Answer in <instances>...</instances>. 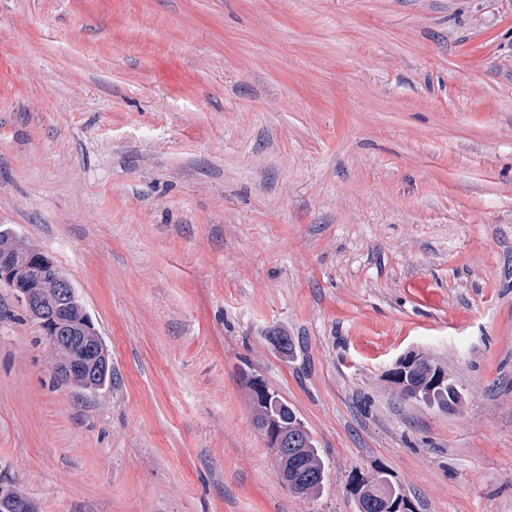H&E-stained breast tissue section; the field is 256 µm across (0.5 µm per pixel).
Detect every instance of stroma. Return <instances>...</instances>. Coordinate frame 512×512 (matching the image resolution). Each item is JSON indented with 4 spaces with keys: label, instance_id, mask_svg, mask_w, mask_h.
I'll return each mask as SVG.
<instances>
[{
    "label": "stroma",
    "instance_id": "1",
    "mask_svg": "<svg viewBox=\"0 0 512 512\" xmlns=\"http://www.w3.org/2000/svg\"><path fill=\"white\" fill-rule=\"evenodd\" d=\"M0 224L112 359L58 384L0 288V480L38 512H358L379 472L406 512H512V0H0ZM410 352L458 407L397 392ZM431 363L434 366H439L433 361ZM431 363L428 357L416 353H407L395 362L394 367L390 370V378L397 381L396 387L402 396L411 398V389L408 381L410 372H414L424 366L432 370L433 365ZM246 385L251 392V386L246 380ZM251 405L254 421L266 420L257 424L258 429L265 437L266 442L272 444V448H277L278 453L274 454L277 462V477L294 494L305 495V482L297 472L296 466L302 457V443L297 437L288 438V436H299L307 441V452L301 463L309 474L322 475V481H314L310 487V495H318L323 487L326 477L325 463L316 448L315 441L307 430L301 418L295 410L288 405V402L279 397L273 391V396L265 400L255 397L251 392ZM275 418L278 426L284 433L281 435L277 425L269 418Z\"/></svg>",
    "mask_w": 512,
    "mask_h": 512
}]
</instances>
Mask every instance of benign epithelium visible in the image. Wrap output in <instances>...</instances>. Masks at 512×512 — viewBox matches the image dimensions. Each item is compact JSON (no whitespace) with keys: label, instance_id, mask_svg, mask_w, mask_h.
Returning a JSON list of instances; mask_svg holds the SVG:
<instances>
[{"label":"benign epithelium","instance_id":"1","mask_svg":"<svg viewBox=\"0 0 512 512\" xmlns=\"http://www.w3.org/2000/svg\"><path fill=\"white\" fill-rule=\"evenodd\" d=\"M55 268L53 260L39 249L31 247L27 254L19 252L12 240H0V285L11 289L24 304L26 311L43 336L52 360V368L61 380L90 378L96 372L111 367L109 350L91 319H68L65 300L74 294L70 279L56 276V289H42L43 274ZM433 368L424 355L407 353L390 370V378L404 397H410L409 374L421 367ZM265 440L278 450L275 454L277 477L290 491L302 495L305 482L296 466L302 457V443L298 438L281 434L270 419L257 424ZM362 512H398L400 499L380 475L365 481Z\"/></svg>","mask_w":512,"mask_h":512}]
</instances>
